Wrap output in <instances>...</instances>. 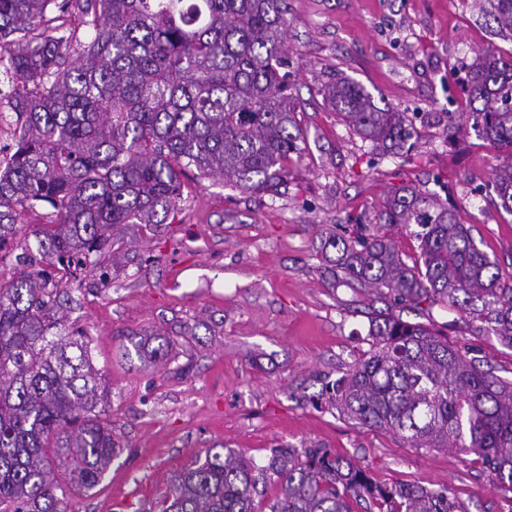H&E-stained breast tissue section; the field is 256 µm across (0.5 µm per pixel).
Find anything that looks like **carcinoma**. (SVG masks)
Returning a JSON list of instances; mask_svg holds the SVG:
<instances>
[{
  "label": "carcinoma",
  "instance_id": "cac0c4a2",
  "mask_svg": "<svg viewBox=\"0 0 512 512\" xmlns=\"http://www.w3.org/2000/svg\"><path fill=\"white\" fill-rule=\"evenodd\" d=\"M512 34V0H491ZM76 10L87 27L44 26L49 7ZM286 0H0V70L20 134L0 161V247L20 211L47 203L57 222L38 231L43 256L64 271L92 268L109 228L165 224L181 175H220L243 192H278L303 131L291 92ZM326 100L382 154L408 139L407 113L378 106L359 83L332 78ZM471 111L448 129L512 148V59L476 55L467 73ZM490 186L512 214V155ZM390 224L420 241L408 265L388 236L355 226L328 238L339 281L394 302L441 303L512 347V279L481 251L472 226L425 191L387 200ZM62 281L43 269L0 281V512H61L74 491L97 487L121 447L102 418L107 398L91 339L59 328L51 296ZM148 332H131L154 360ZM373 350L326 385L334 406L413 448H454L512 488V380L475 364L420 323L369 322ZM272 497H266L269 488ZM462 512L441 490L374 483L325 448H277L259 462L209 448L178 477L162 512Z\"/></svg>",
  "mask_w": 512,
  "mask_h": 512
}]
</instances>
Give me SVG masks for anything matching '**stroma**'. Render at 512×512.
Instances as JSON below:
<instances>
[{"label": "stroma", "instance_id": "obj_1", "mask_svg": "<svg viewBox=\"0 0 512 512\" xmlns=\"http://www.w3.org/2000/svg\"><path fill=\"white\" fill-rule=\"evenodd\" d=\"M288 60L304 132L278 193L243 192L189 170L168 224L115 230L98 265L63 279L57 306L93 340L108 391L106 418L120 439L101 484L72 495L65 512H161L179 472L224 446L257 460L276 448H324L353 459L380 485L447 489L466 512H512V489L475 456L409 447L340 415L322 388L371 348L369 321L394 313L433 328L481 368L512 379V348L441 305L393 307L360 284H335L322 237L366 224L404 260L415 237L385 222L388 192L410 185L454 205L478 247L512 276V215L490 187L504 151L466 131L447 137L448 115L466 112L461 90L477 51L512 55V37L473 0H287ZM361 84L412 118L401 154L374 151L324 99L330 77ZM55 219L25 209L0 280L28 256L45 261L36 229ZM154 329L169 342L146 363L129 334Z\"/></svg>", "mask_w": 512, "mask_h": 512}]
</instances>
